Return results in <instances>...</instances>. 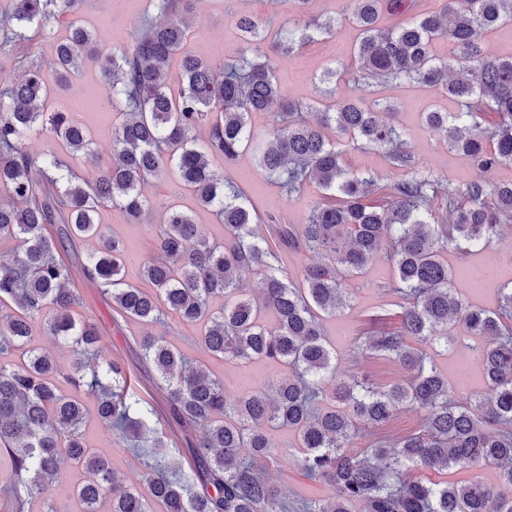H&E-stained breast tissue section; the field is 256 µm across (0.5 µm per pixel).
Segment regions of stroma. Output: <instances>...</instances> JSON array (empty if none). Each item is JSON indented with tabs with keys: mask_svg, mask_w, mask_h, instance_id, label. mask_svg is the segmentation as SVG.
<instances>
[{
	"mask_svg": "<svg viewBox=\"0 0 512 512\" xmlns=\"http://www.w3.org/2000/svg\"><path fill=\"white\" fill-rule=\"evenodd\" d=\"M349 7V0H311V16L337 19L336 28L295 55L274 57L278 79L286 94L294 100L308 103L318 98L316 78L326 66L340 63L346 70L355 69L352 49L357 32L346 19ZM243 11L252 12L267 28L273 30L299 20L291 0H205L189 31L186 52L206 56L215 70H223L225 61L232 58L240 46L234 19ZM83 15L94 28L101 47L109 51L129 45L139 33L144 20L154 18L155 12L150 0H86ZM90 85L99 91L101 97H108L109 87L98 63L93 60L85 62L70 86L56 91L52 107L71 112L76 123L87 127L97 153L104 158L111 150L115 111L107 106L93 112H76L72 109L74 99L82 96ZM375 97L392 106L394 113L391 120L401 129L418 171L460 190L477 178L478 172L470 162L463 156L450 153L442 134L429 128L421 117L422 112L430 106L449 112L458 111L457 101L431 89L398 84L379 87ZM344 149L349 169L371 172L377 176L380 184H389L393 174L382 151L351 141L345 142ZM210 163L214 170L224 173L246 193L266 224H303L311 208L322 199L321 189L313 182L306 184L298 194L286 195L277 184L256 170L252 156L247 152L230 164L225 163L219 155L211 156ZM145 194L152 204L147 223H127L123 212L117 207L102 209L99 216L100 223L106 225L112 235L123 240L128 253L125 277L134 284L140 281L142 263L154 253V232L157 225L164 222L168 205L173 204L191 212L196 224L209 239L220 241L224 238L221 221L210 210L199 206L191 195L173 197L170 180H150ZM92 248V242L78 240L68 246L65 254L66 261L76 268L74 284L82 299L81 310L95 317L106 347L113 359L125 366L139 394L156 408H163L165 393L158 386L155 373L142 362L133 340L134 334L139 331L138 326L123 321L114 322L111 299L79 270ZM446 258L449 268L457 274L454 281L457 290L472 304L495 308L499 288L512 281V244L498 237L482 250L464 256L450 252ZM363 281V287L354 290L349 306L337 312L336 316L322 319L323 332L336 346L341 370L368 375L382 387L407 382L408 373L392 360L357 355L350 351L352 338L361 331L373 327L395 329L400 325L401 298L392 288L394 270L386 255L381 254L374 259L367 267ZM166 321L169 341L191 362L205 364L215 376L222 379L229 399H237L255 381L278 379L289 374L288 368L283 366L269 369L260 363L241 364L212 359L198 343V327L182 322L171 313L167 314ZM449 333L454 338L453 343L446 347L436 346L431 354L441 370L447 373L452 372L458 359H466L469 375L453 386L455 398L466 402L482 390L483 382L477 368L476 354L468 348L462 326L451 327ZM86 438L90 447L111 458L119 475L134 476L139 464L129 442L94 420L87 425ZM272 438L279 447L290 452L289 458L278 459L271 467L283 496L291 500L332 496L331 487L309 480L294 465L292 457L297 454L298 448L292 432L276 430Z\"/></svg>",
	"mask_w": 512,
	"mask_h": 512,
	"instance_id": "obj_1",
	"label": "stroma"
}]
</instances>
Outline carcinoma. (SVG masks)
Returning <instances> with one entry per match:
<instances>
[{"instance_id":"obj_1","label":"carcinoma","mask_w":512,"mask_h":512,"mask_svg":"<svg viewBox=\"0 0 512 512\" xmlns=\"http://www.w3.org/2000/svg\"><path fill=\"white\" fill-rule=\"evenodd\" d=\"M82 2L13 0L11 11L0 15V58L19 71L0 89V193L6 196L0 239L14 242L11 254L0 256V356L20 354L15 367H0V457L9 461L0 478V512H29L30 501L52 484L65 488L78 512H99L104 500L110 512H353L356 504L363 512H512V494L499 491L512 489V284L499 289L495 310L474 307L453 288L442 258L449 245L463 251L512 223V184L480 178L458 201L456 190L415 171L386 107L364 104L383 84L439 87L461 105L458 112L424 113L446 137L448 151L483 173L512 161V56L489 57L477 43L480 30L512 22V0H446L442 12L393 27L382 26L383 16H402L411 0H350L349 20L358 32L355 75L364 96L316 106L285 95L271 57L294 54L329 34L331 20L271 32L242 12L235 18L238 56L219 75L204 58L184 52L200 0H151L160 21L110 53L81 18ZM63 19L67 31L52 61L56 88L97 58L110 80L108 104L122 116L105 161L69 113L47 111L55 88L44 81L34 40ZM441 39L453 46L450 63L432 53ZM176 59L182 85L173 96L166 80ZM305 108L313 118H296ZM488 111L498 121L486 131L481 120ZM253 112L275 113L262 137L249 126ZM202 130L207 137L200 141ZM43 131L62 152L30 151L28 141ZM345 137L384 152L398 173L380 198L373 176L346 167ZM249 150L260 172L286 194L313 181L329 197L306 223L268 224L267 235L258 236L252 206L209 163L211 155L232 163ZM65 153L87 158L83 175L72 173ZM168 176L224 223V241H209L189 213L172 210L156 229L155 255L142 264L149 287L138 288L125 279L123 241L97 215L118 206L129 223H141L149 213L145 184ZM438 201L441 215L435 216ZM84 238L97 247L82 273L110 296L120 318L143 327L136 344L166 392L171 422L185 434L192 456L186 470H169L171 448L154 427L155 409L130 392L125 368L105 351L95 321L74 315L80 297L60 251ZM385 246L403 299L400 328L351 344L356 354L389 358L410 373L407 384L380 387L366 375L337 370L320 319L348 305L352 283ZM284 248L321 254L304 267L299 284L280 266ZM249 271L259 275L256 298L243 283ZM215 296L224 297L218 310L210 304ZM166 310L200 327L206 354L286 366L292 375L259 381L227 400L224 381L150 330ZM459 319L468 335L482 340L476 358L487 381V390L465 404L452 399L448 376L420 349L448 344V326ZM39 322L51 339L44 347L31 345ZM60 342L73 347L65 369L53 352ZM60 380L70 394L61 393ZM403 406L425 412L421 429L351 449L360 431L384 426ZM91 419L120 436L154 434L133 478L118 476L112 461L87 445ZM272 429L295 434L301 470L336 495L281 496L269 464L288 449L273 443ZM65 458L86 474L83 481L65 484ZM477 462L496 468V483L417 476Z\"/></svg>"}]
</instances>
